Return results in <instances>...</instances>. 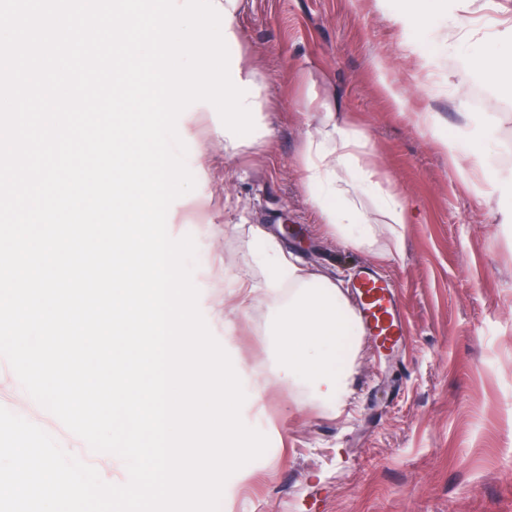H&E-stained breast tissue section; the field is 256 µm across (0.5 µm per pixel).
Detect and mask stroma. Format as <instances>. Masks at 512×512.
<instances>
[{
	"instance_id": "35a3bbf8",
	"label": "stroma",
	"mask_w": 512,
	"mask_h": 512,
	"mask_svg": "<svg viewBox=\"0 0 512 512\" xmlns=\"http://www.w3.org/2000/svg\"><path fill=\"white\" fill-rule=\"evenodd\" d=\"M397 0H241L230 56L253 71L266 136L236 156L209 103L180 115L195 189L167 214L193 236V281L213 335L266 382L241 416L271 430L233 512H512V94L461 60L503 51L512 0H449L405 30ZM339 108L365 139L362 158L407 205L403 226L370 210L371 245L336 237L310 201L300 159L318 113ZM480 167H470L472 158ZM297 234L283 232V225ZM318 281L346 288L370 266L395 284L400 343L362 335L342 410L274 380L287 290L265 293L253 227ZM252 300L239 310L242 285ZM0 407L27 415L65 450L87 444L30 397L0 357Z\"/></svg>"
}]
</instances>
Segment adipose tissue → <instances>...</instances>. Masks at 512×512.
Returning <instances> with one entry per match:
<instances>
[{
    "instance_id": "1",
    "label": "adipose tissue",
    "mask_w": 512,
    "mask_h": 512,
    "mask_svg": "<svg viewBox=\"0 0 512 512\" xmlns=\"http://www.w3.org/2000/svg\"><path fill=\"white\" fill-rule=\"evenodd\" d=\"M223 107L224 150L232 155L258 138L252 73L237 59L224 63ZM363 146L360 133L337 113L326 112L301 157L304 186L322 223L358 247L372 239L367 217L357 204L359 198H375L391 223L407 221L404 202L383 189L374 167L361 164ZM254 244L266 268L267 288L289 286L288 307L279 322L282 379L309 386L324 403L343 406L352 393L360 336L343 292L333 284L311 287L304 269L263 232L255 233Z\"/></svg>"
}]
</instances>
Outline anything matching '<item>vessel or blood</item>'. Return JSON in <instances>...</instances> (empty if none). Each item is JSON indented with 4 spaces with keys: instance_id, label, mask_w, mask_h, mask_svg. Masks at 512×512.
<instances>
[{
    "instance_id": "1",
    "label": "vessel or blood",
    "mask_w": 512,
    "mask_h": 512,
    "mask_svg": "<svg viewBox=\"0 0 512 512\" xmlns=\"http://www.w3.org/2000/svg\"><path fill=\"white\" fill-rule=\"evenodd\" d=\"M362 327L381 343L393 342L400 334L401 315L397 296L375 270L362 268L353 284Z\"/></svg>"
}]
</instances>
